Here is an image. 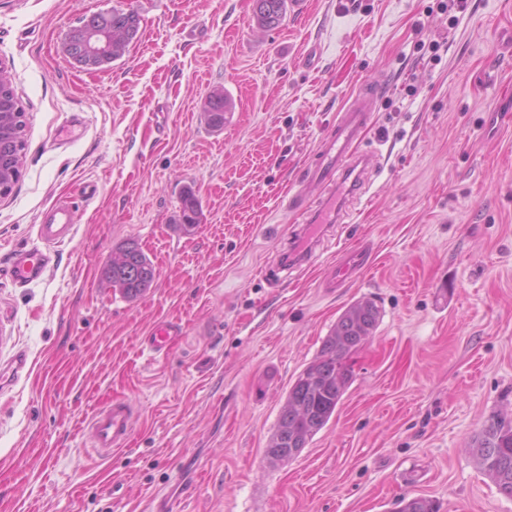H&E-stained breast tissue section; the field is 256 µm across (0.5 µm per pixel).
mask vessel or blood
<instances>
[{
    "label": "vessel or blood",
    "mask_w": 512,
    "mask_h": 512,
    "mask_svg": "<svg viewBox=\"0 0 512 512\" xmlns=\"http://www.w3.org/2000/svg\"><path fill=\"white\" fill-rule=\"evenodd\" d=\"M384 93L382 82L363 86L348 106L340 112L333 132L323 144L319 159L307 171L306 179L338 192L341 201H354L364 191L371 172V159L358 150V145L373 125V104ZM75 212L66 202L56 203L38 226V242L11 254L9 274L11 280L25 286L45 279L53 267L57 244L70 236L74 229ZM368 264V254L356 248L337 255L328 287L342 288L349 284L357 271ZM182 334L179 323L162 320L156 322L145 341L155 353L169 352L173 341ZM130 406L113 401L96 411L89 423L92 446L100 459H110L123 450L131 432Z\"/></svg>",
    "instance_id": "b4317fda"
}]
</instances>
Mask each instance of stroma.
<instances>
[{
    "label": "stroma",
    "instance_id": "1",
    "mask_svg": "<svg viewBox=\"0 0 512 512\" xmlns=\"http://www.w3.org/2000/svg\"><path fill=\"white\" fill-rule=\"evenodd\" d=\"M449 3L307 0L263 30L253 0H0L27 140L0 197V512H145L157 491L169 512H398L415 497L512 512L471 454L489 417L512 412V0ZM115 6L141 19L128 52L73 65L66 33ZM192 26L204 37L186 38ZM381 79L367 191L304 243L285 192L353 90ZM217 89L233 101L220 130L202 118ZM62 200L71 238L43 281L14 284L10 254ZM363 241L369 267L322 287ZM128 242L157 270L134 300L100 281ZM366 299L379 324L335 413L269 464L289 388ZM161 320L183 334L153 354L143 340ZM115 400L131 435L100 462L88 423Z\"/></svg>",
    "mask_w": 512,
    "mask_h": 512
}]
</instances>
